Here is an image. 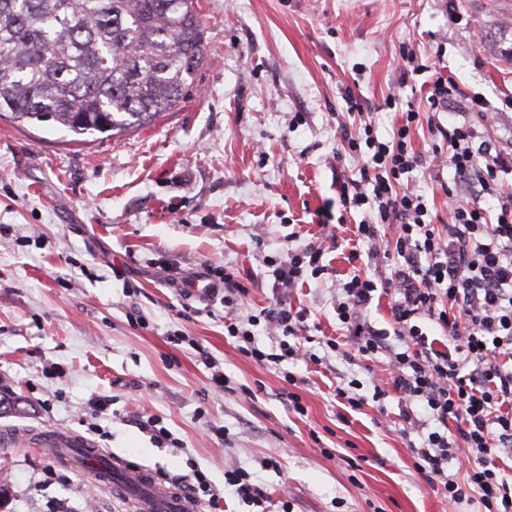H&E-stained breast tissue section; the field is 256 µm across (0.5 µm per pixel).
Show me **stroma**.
<instances>
[{
    "label": "stroma",
    "mask_w": 512,
    "mask_h": 512,
    "mask_svg": "<svg viewBox=\"0 0 512 512\" xmlns=\"http://www.w3.org/2000/svg\"><path fill=\"white\" fill-rule=\"evenodd\" d=\"M205 54L184 98L152 124L108 138L71 141L49 126L0 119V429L26 435L76 432L151 474L198 465L222 497L202 512H251L225 494L224 473L242 469L267 489L271 512H477L449 504L412 467L396 396L372 402L386 381L384 358L336 357L325 345L338 326L336 281L350 272L346 241L362 216L337 227L324 255L331 272L276 290L264 257L288 236L323 239L314 212L337 203V161L353 124L343 99L370 106L378 137L401 117L385 107L426 109L422 83L443 75L494 112L481 117L497 149L512 128L496 108L512 99V0H195ZM484 35L482 56L471 31ZM425 71L398 82L401 51ZM452 169L413 171L409 183L429 213L445 216L441 182ZM225 267L250 290L248 313L278 299L306 309L322 365H260L224 331L222 297L188 298L179 284L204 267ZM179 343H172V336ZM223 388L212 385L213 370ZM304 379L305 409H289L286 374ZM358 379L368 402L341 404L339 378ZM255 396L243 399L241 387ZM112 405L92 416L89 401ZM157 417L181 442L155 444L128 423ZM271 467H263L264 459ZM0 512H134L93 489L52 451L0 447Z\"/></svg>",
    "instance_id": "35a3bbf8"
}]
</instances>
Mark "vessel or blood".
I'll list each match as a JSON object with an SVG mask.
<instances>
[{"instance_id": "1", "label": "vessel or blood", "mask_w": 512, "mask_h": 512, "mask_svg": "<svg viewBox=\"0 0 512 512\" xmlns=\"http://www.w3.org/2000/svg\"><path fill=\"white\" fill-rule=\"evenodd\" d=\"M44 448H85L89 442L83 436L49 428L40 434ZM113 480L97 479L96 484L106 492L129 501L135 512H200V505L186 493L154 479L148 472L127 467L121 461L111 464Z\"/></svg>"}]
</instances>
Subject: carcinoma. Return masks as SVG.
Returning a JSON list of instances; mask_svg holds the SVG:
<instances>
[{
  "instance_id": "carcinoma-1",
  "label": "carcinoma",
  "mask_w": 512,
  "mask_h": 512,
  "mask_svg": "<svg viewBox=\"0 0 512 512\" xmlns=\"http://www.w3.org/2000/svg\"><path fill=\"white\" fill-rule=\"evenodd\" d=\"M203 56L194 0H0V118L120 134L176 106Z\"/></svg>"
}]
</instances>
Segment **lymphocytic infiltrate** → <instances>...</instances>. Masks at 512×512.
<instances>
[{"label":"lymphocytic infiltrate","mask_w":512,"mask_h":512,"mask_svg":"<svg viewBox=\"0 0 512 512\" xmlns=\"http://www.w3.org/2000/svg\"><path fill=\"white\" fill-rule=\"evenodd\" d=\"M428 107L407 108L388 139L378 140L371 124L349 136L345 155L358 164V178L337 179L343 212L363 207L375 218L356 224L347 254L351 272L336 282L334 309L342 332L326 345L343 358L388 359V384H374L372 397L358 392L352 379L337 384L342 404L362 409L366 400L396 394L407 429L424 432L412 447V465L431 488H444L449 501H477L481 512H512V483L505 478L512 460V154L494 153L474 118L489 101L466 99L448 78L437 77L426 98ZM453 121L442 125L440 114ZM430 134L428 157L412 147L419 126ZM451 168L441 189L448 221H429L425 199L408 184L422 160ZM336 235L322 241H296L283 256L267 259L274 286L296 287L318 278ZM391 266L389 276L373 279L360 267L363 256ZM224 280V327L236 338L239 353L258 363L285 360L319 363L310 347L297 341L306 310L285 302L259 314L237 312L249 294L232 274L206 269L202 280ZM390 298V326L376 328L369 310L377 294ZM446 336L449 349L430 342L422 323ZM264 325L280 337L278 351L260 349L251 331ZM465 454L464 478L449 475L448 463Z\"/></svg>","instance_id":"lymphocytic-infiltrate-1"}]
</instances>
